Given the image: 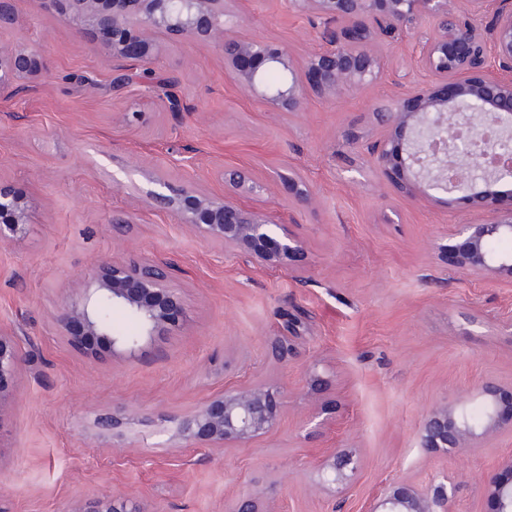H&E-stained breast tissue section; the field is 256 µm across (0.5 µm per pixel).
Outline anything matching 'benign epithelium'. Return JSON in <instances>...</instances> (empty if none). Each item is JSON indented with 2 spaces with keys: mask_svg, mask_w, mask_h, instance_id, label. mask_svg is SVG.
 Segmentation results:
<instances>
[{
  "mask_svg": "<svg viewBox=\"0 0 512 512\" xmlns=\"http://www.w3.org/2000/svg\"><path fill=\"white\" fill-rule=\"evenodd\" d=\"M57 11L77 33L102 43L112 61L124 69L152 73L155 34L165 31L177 41L209 43L224 56V72L248 93L279 112L305 109L314 95L332 100L345 91H360L380 76L378 43L384 36L428 25L421 42L420 65L431 80L416 85L387 109L374 113L384 139L362 145L375 168L397 176L396 186L415 197L430 191L463 193L473 211L495 210L483 224H459L440 246L456 268L473 277L489 274L512 279V251L495 244L512 240V0H467L468 14L489 15L486 26L461 15L452 0H292L294 7L335 27L322 33L323 47L305 61L307 81L299 80L294 57L285 44L230 34L239 17L224 10V0H37ZM493 54L498 74L486 70ZM41 51L30 45L0 48V88L42 74ZM276 73L280 79L269 81ZM490 123L498 137L480 149L457 134ZM152 191L149 204L176 210L180 222L205 239L239 252L268 269L284 267L299 242L276 234L279 224L239 201L255 191L245 167L224 169V197L198 190ZM29 205L10 186L0 183V242L23 233ZM124 310L138 325L135 336L114 332L103 308ZM178 296L167 272L156 265H115L102 259L90 270L87 287L66 301L56 316L64 339L96 353L94 343L134 349L143 336H161L178 323ZM23 369L18 338L0 332V418L15 399L16 379ZM479 394L486 412L472 419L465 401L431 411L420 430L422 447L446 454L474 448L477 442L512 425V394L487 383ZM509 400H504V397ZM280 392L256 383L233 390L184 414L176 435L187 443L209 447L245 444L272 430L278 422ZM359 468L350 454L331 464L332 483L345 484ZM484 493L490 512H512V458L504 472L488 479ZM453 491L445 484L389 485L365 512H449ZM72 512H144L133 493L102 494L81 500Z\"/></svg>",
  "mask_w": 512,
  "mask_h": 512,
  "instance_id": "1",
  "label": "benign epithelium"
}]
</instances>
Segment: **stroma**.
<instances>
[{"mask_svg":"<svg viewBox=\"0 0 512 512\" xmlns=\"http://www.w3.org/2000/svg\"><path fill=\"white\" fill-rule=\"evenodd\" d=\"M238 35L285 43L297 64L323 23L290 0H224ZM0 47L39 46L45 70L0 91V181L26 197L23 235L0 243V331L27 365L0 418V512H72L101 493H134L147 512H230L246 494L263 512H363L388 485H454L451 512H487L484 485L512 458V432L439 455L419 430L433 409L512 386V280L455 270L439 247L490 213L409 197L349 144L382 139L373 113L428 81L415 34L382 41L380 80L304 112L274 111L226 78L211 45L157 33L156 75L112 88L105 47L37 0H15ZM177 94L182 111L168 109ZM144 112L126 123L125 113ZM251 172L249 205L301 244L286 270L248 263L145 202L152 178L224 193L225 168ZM313 193L300 204L288 179ZM163 263L179 290L178 329L133 353L96 357L66 343L55 316L92 266ZM301 334L281 359L273 344ZM282 393L268 434L239 448L185 446L177 418L224 391ZM118 414L117 428L102 426ZM357 475L329 484L333 456Z\"/></svg>","mask_w":512,"mask_h":512,"instance_id":"1","label":"stroma"}]
</instances>
